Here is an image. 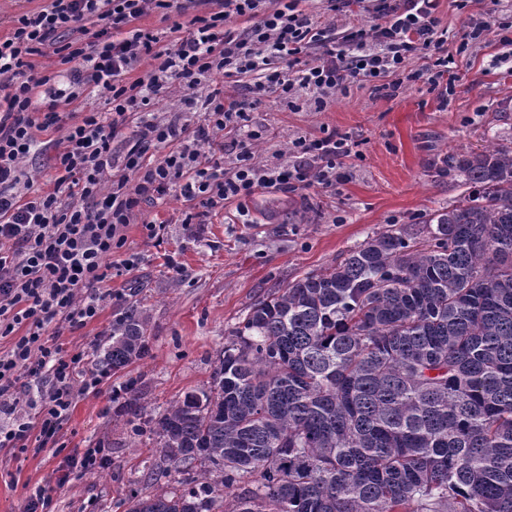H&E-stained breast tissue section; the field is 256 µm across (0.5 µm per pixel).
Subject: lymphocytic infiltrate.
<instances>
[{"mask_svg":"<svg viewBox=\"0 0 512 512\" xmlns=\"http://www.w3.org/2000/svg\"><path fill=\"white\" fill-rule=\"evenodd\" d=\"M304 0H47L0 36V450L20 456L55 444L76 392L95 393L103 371H85V351H67L61 329L94 320L112 291V255L142 205L179 190L183 221L207 223L227 203L261 189L330 187L351 148L343 135L294 142L292 162L262 163L252 125L261 95L323 110L356 82L393 96L426 82L447 100L458 63L434 15V0H378L375 24L344 31L318 26ZM160 13L165 33L141 28ZM241 18L245 27L234 26ZM58 55L66 87L36 72L34 57ZM423 68L407 70L415 53ZM154 65L146 75L143 60ZM232 85L205 97L213 78ZM178 88L180 109L147 119L160 90ZM103 94L110 114L84 112L62 126L61 107ZM199 111L189 125L182 107ZM64 128L53 190L34 186L26 164L42 150L36 134ZM234 132L230 144L217 142ZM167 152L151 159L150 149ZM234 156L225 167V153Z\"/></svg>","mask_w":512,"mask_h":512,"instance_id":"f902f5d3","label":"lymphocytic infiltrate"}]
</instances>
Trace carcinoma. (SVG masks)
<instances>
[{
    "mask_svg": "<svg viewBox=\"0 0 512 512\" xmlns=\"http://www.w3.org/2000/svg\"><path fill=\"white\" fill-rule=\"evenodd\" d=\"M439 172L466 190L420 229L251 307L208 387L149 420L181 488L125 512H512V146ZM146 332L128 307L100 364L145 358Z\"/></svg>",
    "mask_w": 512,
    "mask_h": 512,
    "instance_id": "obj_1",
    "label": "carcinoma"
}]
</instances>
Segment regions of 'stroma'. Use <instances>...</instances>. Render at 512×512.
<instances>
[{"mask_svg":"<svg viewBox=\"0 0 512 512\" xmlns=\"http://www.w3.org/2000/svg\"><path fill=\"white\" fill-rule=\"evenodd\" d=\"M479 12L490 30L459 51L463 31ZM435 15L448 31L449 53L463 60L448 105L421 83L393 97L354 84L321 112L307 106L289 111L272 93L254 112L262 132L256 155L264 162L288 157L301 137L347 135L353 150L340 183L293 193L263 189L191 229L181 222L187 204L178 192L141 212L140 222L127 229L124 249L112 256L116 265L127 254L140 257L134 270L111 282L122 301L105 305L83 328L63 329L57 341L69 350L87 349L89 368H98L113 321L135 302L149 319L148 354L113 373L111 389L77 394L57 447L19 457L0 451V512H24L38 485L53 487V512H124L132 493L177 488V473L159 479L151 473L159 457L147 421L170 401L207 386L231 330L251 306L336 264L374 233L392 225L421 227L451 206L462 186L437 176L434 165L444 155L512 142V62L501 60L495 30L512 23V0H439ZM144 220L164 223L161 239L143 236ZM130 382L145 405L134 426L123 400L110 395ZM99 443L109 450L106 465L71 469L65 485L57 486V468Z\"/></svg>","mask_w":512,"mask_h":512,"instance_id":"obj_1","label":"stroma"}]
</instances>
